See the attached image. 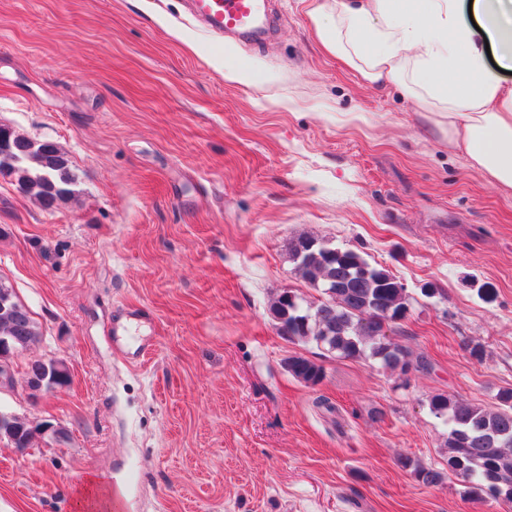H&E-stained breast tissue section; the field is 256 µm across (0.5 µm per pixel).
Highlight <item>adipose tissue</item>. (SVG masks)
<instances>
[{"mask_svg":"<svg viewBox=\"0 0 512 512\" xmlns=\"http://www.w3.org/2000/svg\"><path fill=\"white\" fill-rule=\"evenodd\" d=\"M309 15L329 53L372 85L400 86L447 131L448 148L512 189V0H320Z\"/></svg>","mask_w":512,"mask_h":512,"instance_id":"obj_1","label":"adipose tissue"}]
</instances>
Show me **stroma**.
<instances>
[{"label": "stroma", "instance_id": "35a3bbf8", "mask_svg": "<svg viewBox=\"0 0 512 512\" xmlns=\"http://www.w3.org/2000/svg\"><path fill=\"white\" fill-rule=\"evenodd\" d=\"M311 5L267 0L253 41L205 32L189 0H0V125L78 174L49 209L0 176V278L39 332L0 385L38 429L24 452L0 441V512H78L91 478L121 485L122 512H512L397 463L444 468L433 395L512 387V192L326 52ZM300 236L404 283L390 337L431 371L277 335L281 290L322 297L289 257ZM50 359L71 384L31 391L24 367ZM286 368L289 374L308 386L318 385L325 376L322 364L302 356L288 358Z\"/></svg>", "mask_w": 512, "mask_h": 512}]
</instances>
